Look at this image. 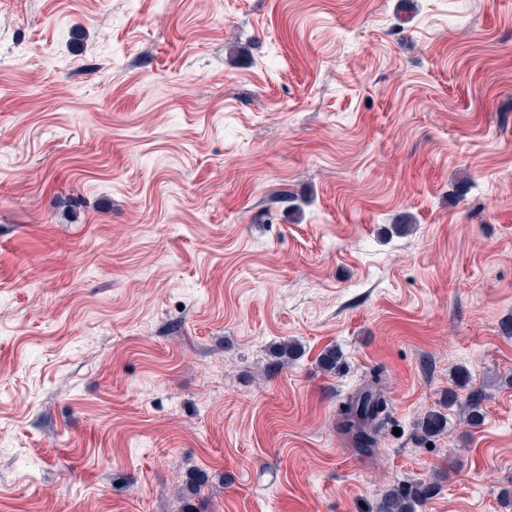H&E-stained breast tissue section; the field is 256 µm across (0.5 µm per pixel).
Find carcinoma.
Wrapping results in <instances>:
<instances>
[{
    "label": "carcinoma",
    "instance_id": "carcinoma-1",
    "mask_svg": "<svg viewBox=\"0 0 512 512\" xmlns=\"http://www.w3.org/2000/svg\"><path fill=\"white\" fill-rule=\"evenodd\" d=\"M301 355V346L295 341H282L274 348V358L286 365ZM343 364V354L332 347L325 350L320 359V368L330 374L338 372ZM384 371H374L354 392L348 394L336 406V430L347 437L356 451L371 457L378 449L382 424L387 413V400L383 396ZM488 395L482 390H473L465 401V422L476 426L483 418L482 403ZM448 419L439 411L426 413L417 422V429L424 439L442 435ZM438 483L426 480H405L387 488L376 503V512H416L432 498Z\"/></svg>",
    "mask_w": 512,
    "mask_h": 512
}]
</instances>
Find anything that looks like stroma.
<instances>
[{
	"label": "stroma",
	"instance_id": "obj_1",
	"mask_svg": "<svg viewBox=\"0 0 512 512\" xmlns=\"http://www.w3.org/2000/svg\"><path fill=\"white\" fill-rule=\"evenodd\" d=\"M511 320L512 0H0V512H512ZM384 371L376 370L336 406V430L347 437L356 451L371 457L378 449L387 413L383 396ZM488 398L483 390H473L465 401V422L469 426L479 425L483 418L482 403ZM447 426L448 419L439 411H430L417 422V429L426 440L442 435ZM437 482L405 480L387 488L376 503L375 512H417L416 508L432 498Z\"/></svg>",
	"mask_w": 512,
	"mask_h": 512
}]
</instances>
